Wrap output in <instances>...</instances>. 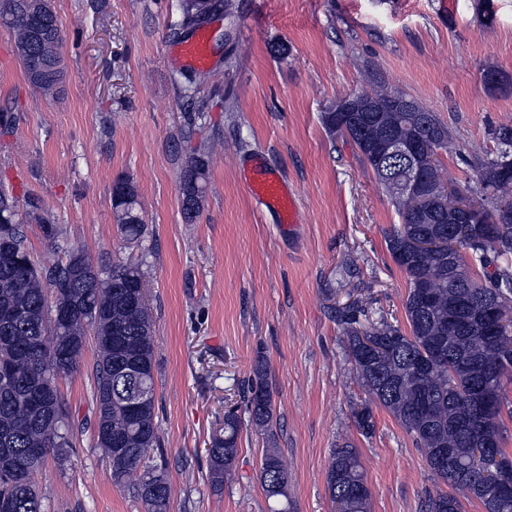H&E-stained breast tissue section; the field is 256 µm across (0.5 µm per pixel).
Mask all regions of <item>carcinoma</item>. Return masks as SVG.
<instances>
[{
  "instance_id": "obj_1",
  "label": "carcinoma",
  "mask_w": 512,
  "mask_h": 512,
  "mask_svg": "<svg viewBox=\"0 0 512 512\" xmlns=\"http://www.w3.org/2000/svg\"><path fill=\"white\" fill-rule=\"evenodd\" d=\"M203 0H180V28L200 15ZM0 24L13 30L16 53L30 83L45 95H56L64 78L57 68L61 30L54 11L41 0H0ZM44 66L30 77L34 62ZM208 71L181 75L187 90L207 83ZM436 149H448V131L428 113ZM496 151L481 164L495 167L502 156L512 158V126L495 132ZM209 148L201 147L181 172L182 208L192 222L200 209ZM402 224L387 239V248L408 279L404 302L409 332L385 319L368 330L357 327V309L340 313L347 325L353 374L371 398L387 409L413 436L430 471L452 492L428 496L425 512H461V499L480 501L485 512L503 510L488 482V472L512 458L502 448L500 414L502 378L512 372V309L498 313L490 332L479 320L489 302L512 304V168L493 182L478 181L468 199L474 232L455 238L453 264L448 254H412L409 239L438 236L446 224H425L390 195ZM138 192L128 179L112 186V208L118 230L129 244L140 242L147 227L140 217ZM503 213L499 224L484 219ZM16 198L0 188V258H13L17 269L0 266V501L6 512H42L35 476L50 458L60 459L70 447L72 425L56 386L61 375L77 372L84 353L94 351L96 447L109 459L120 482L158 447L155 424L154 323L146 303L142 261L96 263L83 250L70 248L66 260L41 266L26 247ZM43 240L60 248L61 229L32 211ZM69 315L53 323L57 306ZM132 361L145 367L142 382L120 374ZM48 387L40 402L36 388ZM145 387L150 397L137 409L130 392ZM244 400L251 424L270 432L273 400L265 362L254 365ZM358 430L373 431V413L365 405L354 414ZM240 421L224 414V434L207 449L208 478L221 488L238 455ZM260 480L270 497L286 495L287 472L279 451L265 449ZM355 449L334 452L327 488L336 512H368L370 491ZM145 512H168L172 493L164 472L146 470L136 483Z\"/></svg>"
}]
</instances>
